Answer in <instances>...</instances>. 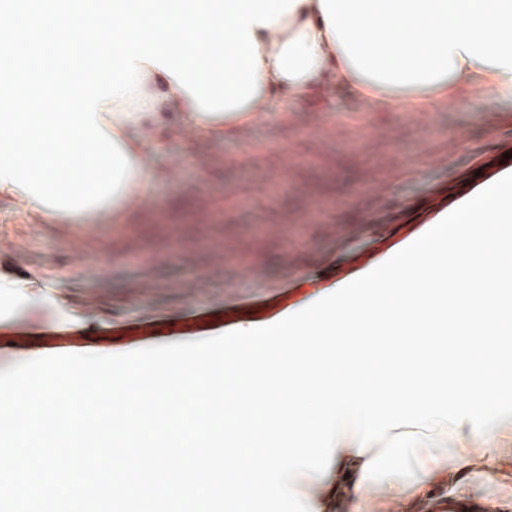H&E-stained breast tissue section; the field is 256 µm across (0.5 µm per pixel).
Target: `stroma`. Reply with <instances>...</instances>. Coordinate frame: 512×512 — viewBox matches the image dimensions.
<instances>
[{
    "label": "stroma",
    "mask_w": 512,
    "mask_h": 512,
    "mask_svg": "<svg viewBox=\"0 0 512 512\" xmlns=\"http://www.w3.org/2000/svg\"><path fill=\"white\" fill-rule=\"evenodd\" d=\"M504 110L473 92L449 110L409 113L320 90L224 141L197 145L182 128L150 126L144 145L163 176L139 192L149 206L130 207L126 229L96 219L85 239L0 196V279L25 288L22 301L0 305L14 322L0 337V371L61 344L122 354L215 337L239 317L302 303L307 280L324 288L364 275L440 212L512 173V124L490 122ZM461 132L474 139L475 155L453 151ZM281 218L303 225L307 245L289 248L274 234L262 258H238L251 225ZM169 234L184 245L171 250ZM436 437L440 467L397 479L395 492L370 480L358 496L337 500L310 475L298 494L323 501L325 512H414L433 490L512 512V427Z\"/></svg>",
    "instance_id": "stroma-1"
}]
</instances>
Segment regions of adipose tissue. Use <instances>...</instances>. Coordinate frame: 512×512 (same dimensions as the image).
Wrapping results in <instances>:
<instances>
[{"instance_id": "obj_1", "label": "adipose tissue", "mask_w": 512, "mask_h": 512, "mask_svg": "<svg viewBox=\"0 0 512 512\" xmlns=\"http://www.w3.org/2000/svg\"><path fill=\"white\" fill-rule=\"evenodd\" d=\"M0 71L27 97L0 110V195L73 221L110 211L157 169L139 137L148 124L216 141L249 126L259 104L297 101L335 70L376 104L425 110L474 87L512 102V0H15ZM112 27L107 59L73 36ZM69 41L44 61L37 34Z\"/></svg>"}]
</instances>
